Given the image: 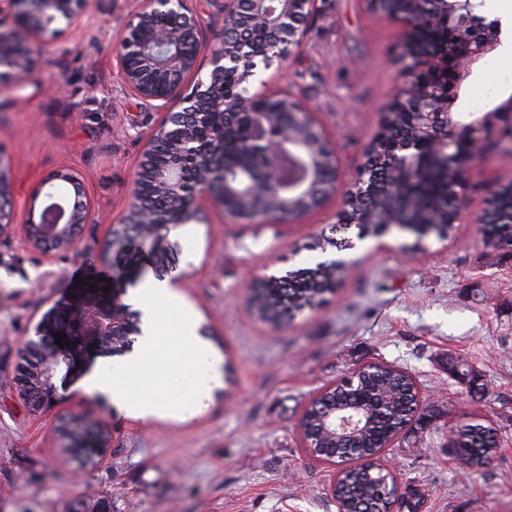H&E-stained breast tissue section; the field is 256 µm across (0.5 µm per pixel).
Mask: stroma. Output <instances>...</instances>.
Segmentation results:
<instances>
[{
	"label": "stroma",
	"mask_w": 512,
	"mask_h": 512,
	"mask_svg": "<svg viewBox=\"0 0 512 512\" xmlns=\"http://www.w3.org/2000/svg\"><path fill=\"white\" fill-rule=\"evenodd\" d=\"M142 0H88L72 22L41 35L21 83L0 87V151L11 160V201L24 223L36 191L53 172H77L90 202L77 252L44 255L19 236L0 239V512H336L329 492L334 467L311 458L297 424L322 388L370 361L416 380L422 418L384 454L397 467L417 512H512V266L494 259L478 224L489 200L512 183V152L485 150L463 175L458 220L447 240L405 254L402 236L358 238L335 292L288 324L258 321L247 302L257 275L315 266L313 243L330 232L341 195L315 211L277 223L229 224L208 207L184 224L171 288L174 307L157 326L178 335L183 314L207 346L205 394L180 385L165 366L157 398L179 402L176 415L150 414L86 389L111 362L114 385L137 387L120 362L100 351L59 371L58 397L32 412L19 398L16 367L24 337L45 313L73 303L85 285L79 269L100 271L130 302L128 258L109 249L146 138L162 119L126 91L115 45ZM397 28L372 15L365 0H316L301 45L272 67L270 89L309 106L333 141L342 186L352 184L378 131L381 106L399 81L389 48ZM453 115L486 118L489 133L512 123V48L492 46L454 80ZM467 361L483 379L482 395L448 374V358ZM103 425L106 453L94 467L67 449L84 417ZM493 424L500 446L462 470L448 433L461 422Z\"/></svg>",
	"instance_id": "35a3bbf8"
}]
</instances>
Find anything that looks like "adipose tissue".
I'll use <instances>...</instances> for the list:
<instances>
[{"mask_svg": "<svg viewBox=\"0 0 512 512\" xmlns=\"http://www.w3.org/2000/svg\"><path fill=\"white\" fill-rule=\"evenodd\" d=\"M204 352L198 346L193 334L191 320H184L182 332L168 342H160L155 335H148L140 354L129 364L125 371L131 377L139 379L141 391H133L114 386L107 372L91 376L88 387L111 392L113 397L140 409L153 412L157 406L152 398L155 387L154 370L158 362H165L172 372L191 384H200Z\"/></svg>", "mask_w": 512, "mask_h": 512, "instance_id": "ef3b65f1", "label": "adipose tissue"}]
</instances>
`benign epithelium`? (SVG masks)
Segmentation results:
<instances>
[{
  "label": "benign epithelium",
  "instance_id": "obj_1",
  "mask_svg": "<svg viewBox=\"0 0 512 512\" xmlns=\"http://www.w3.org/2000/svg\"><path fill=\"white\" fill-rule=\"evenodd\" d=\"M369 9L380 19L393 23L401 39V65L407 67L396 97L381 111L378 135L372 145H378L395 112L411 114L410 139L393 146L390 161L393 173L407 175L415 169L417 144L429 146L432 157L439 163L453 167L451 152L458 151L460 141L454 129L441 124L449 115L448 90L439 83H423L419 73L424 68L443 70L448 62L464 66L479 57L493 44L498 25L487 22L471 12L460 13L449 0H438L437 18L448 29V43L439 53H428L409 39L413 27L419 23L421 0H366ZM85 0H0V69L5 68L18 80L30 69L37 40L57 18L76 19ZM314 0H224V39L209 58L210 69L200 77L198 53H188L185 46L200 49L204 30L192 0H144V7L119 35L115 60L127 90L144 103L160 110L163 118L146 139L136 172L135 188L128 202L122 223L112 225L109 247L123 251L126 224L139 225L142 238L151 244L150 258L174 261L173 249L164 246L172 230L182 224L198 222L203 205L224 209V196L234 195L240 208L230 220L234 224H250L258 220L277 221L285 216L303 215L322 205L330 193L322 191V174L330 165H336V150L314 113L307 106L284 94L287 105L300 109L303 119L293 127L280 128L271 137L268 132L277 124L275 112L250 113L254 135L244 143L243 150L262 151L270 161L271 179L265 183L251 182L244 189L239 180L230 175L215 180L209 170L196 171L192 193L185 190L186 164L184 158L197 153L193 117L201 109L210 110L218 124L233 122L238 112L251 107L253 99L243 98L237 111H223V104L211 97L210 88L224 76V70L244 62L241 56L242 36L253 29L264 30L271 41L287 49L302 43L303 31L313 10ZM177 15V24L158 25L159 15ZM13 17L4 23L3 15ZM156 145L169 149L167 165L159 170L149 166L151 150ZM296 151L306 157V175L300 190L292 196H283L273 190L284 175V161ZM376 171L374 157H365L356 181L343 192L344 203L340 213L343 224H387V229L399 233L414 230L411 224L386 222L385 206L370 210L372 218L356 221L350 215L352 206L363 198L361 189L368 176ZM160 193L167 197L179 212L173 223L163 215L140 207L138 192L145 174ZM10 163L0 152V236L14 226L15 215L9 195ZM44 201L39 217L29 213L23 225L27 243L41 252H74L79 227L89 221L90 203L81 188V179L72 172H56L41 186ZM267 197L266 211L252 207L257 193ZM105 285L84 288L87 301L78 305L60 306L43 318L34 329V337L22 343L17 364L16 389L19 397L33 411L50 407L57 399L54 378L61 366L72 368L89 352L90 346L99 350L119 345L127 336L140 334L138 320L130 316L121 302L116 288L103 291ZM67 336V343L55 344V334ZM331 427L347 434L361 425L360 417L350 412L330 419Z\"/></svg>",
  "mask_w": 512,
  "mask_h": 512
}]
</instances>
